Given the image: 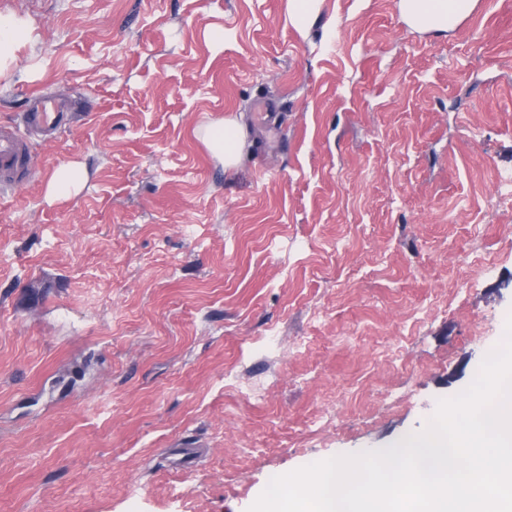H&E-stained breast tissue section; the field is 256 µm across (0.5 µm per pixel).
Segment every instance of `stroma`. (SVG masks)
Masks as SVG:
<instances>
[{"mask_svg":"<svg viewBox=\"0 0 512 512\" xmlns=\"http://www.w3.org/2000/svg\"><path fill=\"white\" fill-rule=\"evenodd\" d=\"M399 4L0 0V124L90 106L0 190V512H248L473 382L512 319V0L445 37ZM316 0H289L288 19L299 29L305 28L311 20ZM28 37L25 23L13 17H0V56L15 59L14 50ZM3 55V56H2ZM243 130L234 120L225 119L212 125L207 141L212 152L224 157L225 169L234 167L239 159L243 145ZM82 180L81 171L76 165L61 167L52 177L49 189L56 195H69L75 191Z\"/></svg>","mask_w":512,"mask_h":512,"instance_id":"35a3bbf8","label":"stroma"}]
</instances>
